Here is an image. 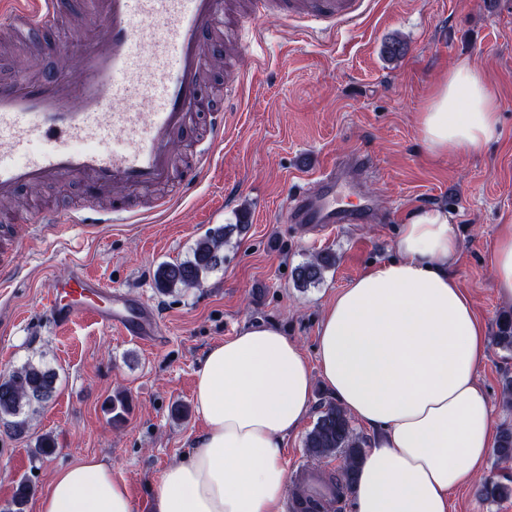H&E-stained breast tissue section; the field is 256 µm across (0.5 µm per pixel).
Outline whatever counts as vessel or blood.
<instances>
[{"instance_id":"b4317fda","label":"vessel or blood","mask_w":512,"mask_h":512,"mask_svg":"<svg viewBox=\"0 0 512 512\" xmlns=\"http://www.w3.org/2000/svg\"><path fill=\"white\" fill-rule=\"evenodd\" d=\"M373 0H0V32L25 42L29 71L24 78L0 77V201L22 188L76 180L96 199L93 208L45 207L32 222L59 238L71 230L99 224H134L164 214L176 200L177 187L191 194L224 143V104H239L245 62L254 60L266 32L264 17L276 15L324 38L357 25ZM101 21V36L85 42L71 75L68 55L50 41L36 43L34 31L81 28ZM235 25L231 50L237 64L227 69L224 103H206L202 86L206 63L219 36L218 21ZM56 56L57 73L43 70ZM207 115L205 136L195 159L180 169L176 145L187 134L196 112ZM364 156L337 162L300 183L285 215L292 224H360L369 207L343 203L344 196L364 198L362 184L349 167H368ZM45 314L58 328L90 320L139 341L159 336L156 317L142 303L122 295L80 265L67 276L46 282Z\"/></svg>"}]
</instances>
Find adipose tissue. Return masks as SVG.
<instances>
[{
  "label": "adipose tissue",
  "instance_id": "1",
  "mask_svg": "<svg viewBox=\"0 0 512 512\" xmlns=\"http://www.w3.org/2000/svg\"><path fill=\"white\" fill-rule=\"evenodd\" d=\"M427 153L475 150L500 125L499 104L469 58L456 61L418 114ZM461 242L448 212H407L392 259L365 269L325 308L317 367L279 327L256 324L211 346L196 372L205 428L168 466L152 512H283L284 443L307 419L314 382L372 434L353 512H450L494 446L478 379L488 330L452 272ZM38 512H134L126 482L90 456L55 473Z\"/></svg>",
  "mask_w": 512,
  "mask_h": 512
}]
</instances>
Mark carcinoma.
I'll return each instance as SVG.
<instances>
[{
	"label": "carcinoma",
	"instance_id": "carcinoma-1",
	"mask_svg": "<svg viewBox=\"0 0 512 512\" xmlns=\"http://www.w3.org/2000/svg\"><path fill=\"white\" fill-rule=\"evenodd\" d=\"M225 236L224 228H217L196 242L191 259L160 264L155 274L157 289L170 293L178 288L199 285L204 275L224 264ZM335 261V256L326 252L299 265L294 270L296 286L307 288L320 283L324 271L332 267ZM493 342L500 349L512 353V312L498 317ZM56 381L57 373L54 370L33 362L0 377V432L15 436L25 433L29 429L31 415L52 397ZM127 411L126 397L121 393L113 395L108 406L112 424L122 423ZM304 448L314 459L340 454L344 464L339 478L347 490H353L362 445L353 433L347 414L339 405L328 402L322 406L320 415L306 435ZM493 454L499 463L512 461V425L500 427ZM483 491L491 498H511L512 477L503 474L499 479L489 480L483 485ZM31 493L32 486L28 481L19 480L13 493L12 512H24Z\"/></svg>",
	"mask_w": 512,
	"mask_h": 512
}]
</instances>
